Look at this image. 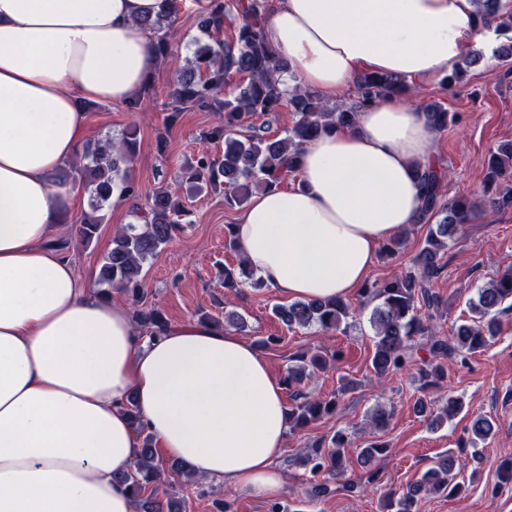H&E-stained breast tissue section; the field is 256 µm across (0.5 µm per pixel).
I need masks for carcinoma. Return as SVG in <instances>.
Returning a JSON list of instances; mask_svg holds the SVG:
<instances>
[{
    "instance_id": "obj_1",
    "label": "carcinoma",
    "mask_w": 512,
    "mask_h": 512,
    "mask_svg": "<svg viewBox=\"0 0 512 512\" xmlns=\"http://www.w3.org/2000/svg\"><path fill=\"white\" fill-rule=\"evenodd\" d=\"M484 19H493L500 29L512 30V14H503L500 0H476ZM264 0H205L197 15V28L205 39L194 41L193 56L186 63H177L172 49V15L154 20L144 18L139 24L156 34L155 47L163 60L173 62V81L164 118V131L157 136V151H167L166 132L181 114L194 109H207L222 116L218 125L204 135L209 140L224 141V152L218 156L206 151L197 153L193 163L184 167L181 178L199 190H224V202L229 206L245 205L254 191L272 186L282 187L298 177V159L302 146L331 129L351 128L359 109L390 96H405L410 86L402 76L365 73L355 81L357 100L329 108L320 95L312 90L296 88L288 92L281 88L288 62L277 55L268 40ZM236 21L231 37L224 39L226 19ZM230 92H225L227 86ZM288 109L296 121L282 137H271L255 126L254 120ZM424 112L437 131L456 122L439 103L423 106ZM246 127L249 134L241 136L238 129ZM138 145L137 130L128 129L120 141L110 138L87 146L83 164L74 168L76 179L89 192L90 212L83 215L80 237L90 244L97 237L105 218V210L113 200L130 203L135 223L116 232L112 249L103 257L97 274L98 292L112 296V289L126 292L135 307L137 323L149 334L159 333L170 326L168 318L157 308L141 304L144 295L143 264L169 244L182 229L191 224L192 212L183 204L178 191L161 185L149 193L128 176ZM423 189L422 209L418 223L429 228L423 244L410 265L399 275L379 282L366 283L361 294L377 302L369 316L372 329L371 372L377 381L406 373L417 391L437 388L447 378L448 361L461 359L484 349L497 333V317L512 309V267L477 291L470 301L471 317L452 328L450 335L441 336L433 320L442 302L433 294L430 283L445 267L443 258L447 242L460 225L469 221L477 202L462 196L450 205H441L445 172L417 166ZM484 185L488 197L483 207L491 212L512 208V142L491 151ZM250 277L243 262L224 266V288L233 291ZM361 308L342 297L325 300L296 301L278 304L273 315L290 329L316 326L324 332L344 331L360 314ZM424 348L429 358L417 362L418 350ZM343 359V351L327 356L320 351L302 352L289 359L283 374V384L290 392L288 406L290 430H301L310 423L332 415L340 397L358 387L349 380L330 396H314L305 392L304 380L325 369L331 362ZM463 402L454 397L436 406L422 396L415 410L437 429L461 411ZM493 425L485 417H476L470 427L472 439L483 440ZM388 445L374 439L363 447H355L347 434L337 431L305 449L302 465L316 477L309 496L318 499L331 493V481L346 476L350 462L365 466L387 451ZM460 464L450 454L441 455L413 485L401 494L386 492L383 498L392 512H419L418 503L426 494L455 497L465 490L459 480ZM186 471L175 461L157 457L151 436L143 439L134 468L123 475L135 501L136 512H185L186 500L162 485L170 475Z\"/></svg>"
}]
</instances>
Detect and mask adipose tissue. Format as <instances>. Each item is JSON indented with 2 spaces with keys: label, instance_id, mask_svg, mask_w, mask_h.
Here are the masks:
<instances>
[{
  "label": "adipose tissue",
  "instance_id": "ef3b65f1",
  "mask_svg": "<svg viewBox=\"0 0 512 512\" xmlns=\"http://www.w3.org/2000/svg\"><path fill=\"white\" fill-rule=\"evenodd\" d=\"M172 0H0V512H135L122 473L141 437L214 485L272 500L288 434L283 385L235 333L187 319L156 336L50 243L75 209L51 184L89 133L88 101L127 103L157 67L142 18ZM286 89L332 101L362 72L448 74L485 30L475 0H267ZM424 112L388 98L304 144L296 185L256 192L233 236L267 288L345 297L419 215L436 167Z\"/></svg>",
  "mask_w": 512,
  "mask_h": 512
}]
</instances>
